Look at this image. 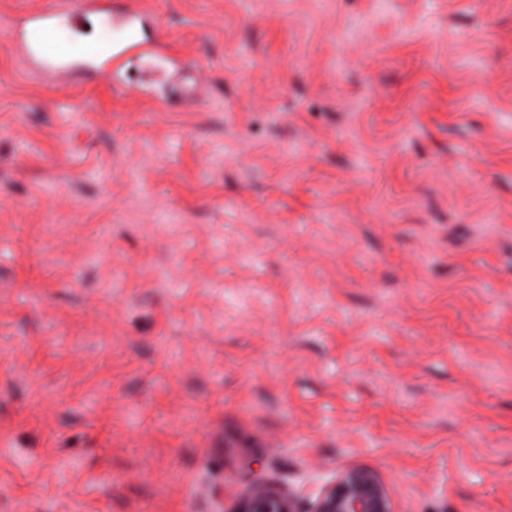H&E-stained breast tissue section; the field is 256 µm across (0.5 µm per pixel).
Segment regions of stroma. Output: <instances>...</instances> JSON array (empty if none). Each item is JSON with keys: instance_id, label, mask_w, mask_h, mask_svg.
<instances>
[{"instance_id": "obj_1", "label": "stroma", "mask_w": 512, "mask_h": 512, "mask_svg": "<svg viewBox=\"0 0 512 512\" xmlns=\"http://www.w3.org/2000/svg\"><path fill=\"white\" fill-rule=\"evenodd\" d=\"M144 2L0 41V512H512V0ZM101 0H63L54 9L33 12L10 26V47L25 61L38 67L42 75L59 78L66 74L64 58L45 52L48 41L57 40L56 20H63L73 31H81L85 20L102 10ZM145 13V9L140 7H134L130 9L124 18L121 28L129 29L126 33L125 44H115L113 42L112 47H94L89 48L83 46L84 54L80 57L92 62L97 63V70L99 71L102 78L109 77L112 79V68L119 67L121 59L132 50H142L143 52L149 53L152 50L147 48V45L138 39L139 27L142 24V17ZM235 512H395L385 485L373 473L348 470L325 485L308 509L294 494L255 483Z\"/></svg>"}]
</instances>
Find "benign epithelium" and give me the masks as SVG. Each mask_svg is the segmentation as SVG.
Segmentation results:
<instances>
[{
    "instance_id": "1",
    "label": "benign epithelium",
    "mask_w": 512,
    "mask_h": 512,
    "mask_svg": "<svg viewBox=\"0 0 512 512\" xmlns=\"http://www.w3.org/2000/svg\"><path fill=\"white\" fill-rule=\"evenodd\" d=\"M236 512H394L385 485L373 473L348 470L325 485L311 507L293 493H278L255 483Z\"/></svg>"
}]
</instances>
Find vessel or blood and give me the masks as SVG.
<instances>
[{"mask_svg": "<svg viewBox=\"0 0 512 512\" xmlns=\"http://www.w3.org/2000/svg\"><path fill=\"white\" fill-rule=\"evenodd\" d=\"M102 9V0H60L58 6L42 12H33L14 21L9 26L10 46L25 61L37 66L39 72L50 78L66 74L67 66L63 58L45 52L46 42L56 40L58 22H65L73 31H81L85 20ZM144 11L130 9L123 21L126 28V41L109 48H85L84 59L96 63L101 76L112 74L113 67L119 66L121 59L130 51L144 49L145 44L138 37Z\"/></svg>", "mask_w": 512, "mask_h": 512, "instance_id": "vessel-or-blood-1", "label": "vessel or blood"}]
</instances>
